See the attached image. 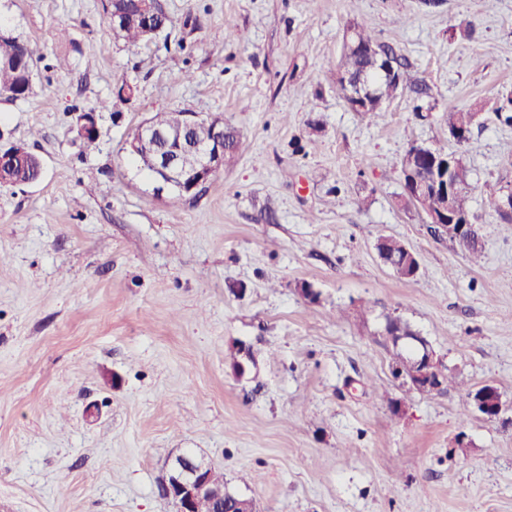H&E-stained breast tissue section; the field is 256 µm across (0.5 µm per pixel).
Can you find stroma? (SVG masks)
Masks as SVG:
<instances>
[{"label": "stroma", "instance_id": "obj_1", "mask_svg": "<svg viewBox=\"0 0 512 512\" xmlns=\"http://www.w3.org/2000/svg\"><path fill=\"white\" fill-rule=\"evenodd\" d=\"M160 4L171 36L130 47L103 0H0L38 57L31 94L0 100V142L43 163L0 185V512H174L158 485L180 455L258 512H512V224L489 199L512 188V126L494 115L512 97V0ZM362 19L410 63L375 118L349 109L333 65ZM124 82L134 96L98 110L85 150L79 113ZM453 107L480 111L463 143L440 124ZM162 109L242 141L176 204L124 150ZM435 142L470 171L480 264L399 202L395 162ZM382 234L416 254L414 281L379 257ZM391 318L455 388L394 377ZM240 344L260 352L241 378ZM487 383L496 420L466 406Z\"/></svg>", "mask_w": 512, "mask_h": 512}]
</instances>
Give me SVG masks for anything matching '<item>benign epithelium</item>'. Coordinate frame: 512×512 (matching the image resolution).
<instances>
[{
  "label": "benign epithelium",
  "mask_w": 512,
  "mask_h": 512,
  "mask_svg": "<svg viewBox=\"0 0 512 512\" xmlns=\"http://www.w3.org/2000/svg\"><path fill=\"white\" fill-rule=\"evenodd\" d=\"M138 17L148 23L146 31L155 36L160 28L149 27L151 20L160 17L158 0H139ZM341 91L345 100H361L371 91L362 76L345 75L341 82ZM203 120L213 125L214 136L208 142H192L187 139L188 132ZM80 136L99 135L96 113L82 112L78 116ZM190 149L197 162L193 175L187 176L181 169L175 155L182 149ZM129 151L142 165L151 170L156 182L154 191L164 193L178 190L187 194L198 193L224 168V121L218 118H205L197 112H179L176 121L166 129H159L146 120L141 123L137 139L128 143ZM29 154L26 147L14 144L0 151V180L3 179L6 163ZM448 237L466 244L477 236L476 227L469 216L456 209L448 213V223L440 225ZM412 341L418 349L414 359L407 365V373L395 372V377L423 393H433L445 375L442 360L435 350L421 336H402L397 342ZM475 411L486 419H494L503 411L501 395L492 384L481 386L478 396L472 398ZM211 466L200 461L181 456L174 466V474L165 478L159 486L160 496L171 502L176 512H194L196 504L206 499L224 500V486L205 476Z\"/></svg>",
  "instance_id": "obj_1"
}]
</instances>
